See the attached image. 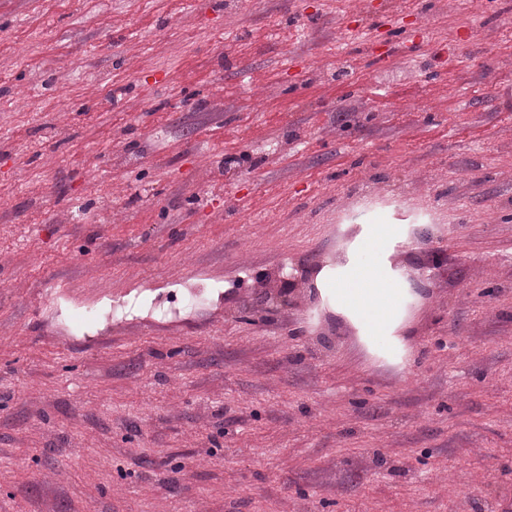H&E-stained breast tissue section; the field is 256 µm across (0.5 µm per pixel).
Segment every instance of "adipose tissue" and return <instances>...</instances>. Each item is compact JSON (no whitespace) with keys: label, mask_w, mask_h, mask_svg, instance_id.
<instances>
[{"label":"adipose tissue","mask_w":512,"mask_h":512,"mask_svg":"<svg viewBox=\"0 0 512 512\" xmlns=\"http://www.w3.org/2000/svg\"><path fill=\"white\" fill-rule=\"evenodd\" d=\"M399 234L394 225L366 229L345 260L324 264L316 275L337 319L351 325L367 351L393 365L411 362L414 347L403 336L409 291L390 274Z\"/></svg>","instance_id":"obj_1"}]
</instances>
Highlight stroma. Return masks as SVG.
Here are the masks:
<instances>
[{"label": "stroma", "mask_w": 512, "mask_h": 512, "mask_svg": "<svg viewBox=\"0 0 512 512\" xmlns=\"http://www.w3.org/2000/svg\"><path fill=\"white\" fill-rule=\"evenodd\" d=\"M1 108L0 512H512V0H0ZM344 261L324 264L316 275L317 288L332 302L336 319L351 325L367 351L393 365H405L414 356L406 324L405 302L429 288H404L390 275V257L398 242L394 224H372Z\"/></svg>", "instance_id": "35a3bbf8"}]
</instances>
